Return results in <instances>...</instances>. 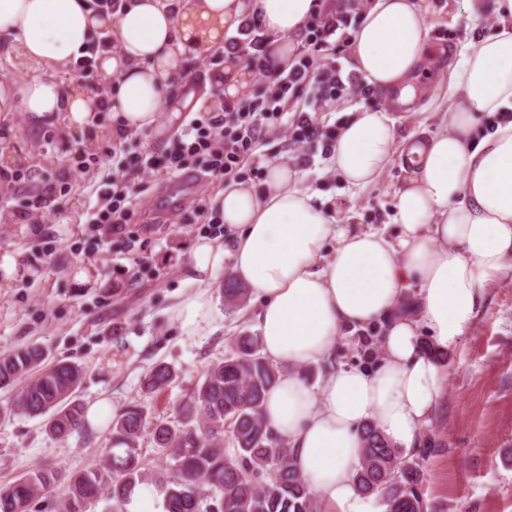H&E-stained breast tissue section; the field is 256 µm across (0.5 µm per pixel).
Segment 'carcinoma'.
Here are the masks:
<instances>
[{"label": "carcinoma", "mask_w": 512, "mask_h": 512, "mask_svg": "<svg viewBox=\"0 0 512 512\" xmlns=\"http://www.w3.org/2000/svg\"><path fill=\"white\" fill-rule=\"evenodd\" d=\"M224 297L240 303L247 289L229 277ZM283 367L262 354L257 339L237 336L224 359L212 364L174 410L173 419L151 416L144 405L124 406L109 419L112 446L101 463L67 476L40 465L0 488V512H28L36 498L57 499L61 512H86L104 496L111 512H127L138 486L154 488L165 512H208L202 491L224 500L222 512H322L323 501L293 468L288 447L267 430L261 417L266 394ZM83 367L49 362L42 347L28 344L0 351V420L40 418L58 440L87 433V410L79 396ZM177 374L159 361L145 373L143 390L170 386ZM150 436L170 461L155 463L141 453ZM361 461L352 481L385 512H426L419 488L422 466L368 423L362 432Z\"/></svg>", "instance_id": "cac0c4a2"}]
</instances>
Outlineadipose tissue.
Here are the masks:
<instances>
[{"label": "adipose tissue", "mask_w": 512, "mask_h": 512, "mask_svg": "<svg viewBox=\"0 0 512 512\" xmlns=\"http://www.w3.org/2000/svg\"><path fill=\"white\" fill-rule=\"evenodd\" d=\"M313 0H124L116 16L87 0H0V58L21 71L0 80V112L26 113L33 126L66 115L90 126L109 109L114 126L155 127L187 56L205 55L251 16L272 38L267 66L289 64ZM501 24L462 53L448 87L443 133L410 137L412 179L395 196L402 234L334 224L297 169L269 166L267 191L228 186L221 216L230 246L195 241L190 268L207 283L230 259L256 312L249 330L284 371L263 415L297 468L332 512H365L351 477L362 428L372 422L391 445L412 449L443 395L434 350L453 347L472 326L487 286L512 265V121L477 133L483 114L512 113V0H495ZM91 55L106 86L86 95L64 86L72 63ZM430 54L415 0H375L353 37L356 71L393 99L410 100ZM396 133L385 111L361 109L346 124L329 163L349 186L373 182L388 166ZM379 330L374 367L336 363L342 329ZM321 363L319 386L297 373Z\"/></svg>", "instance_id": "ef3b65f1"}]
</instances>
